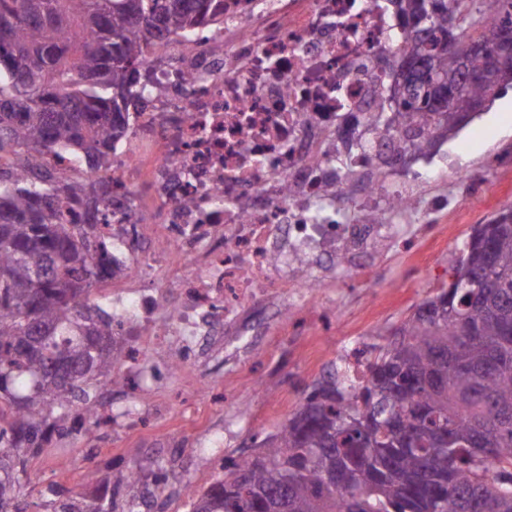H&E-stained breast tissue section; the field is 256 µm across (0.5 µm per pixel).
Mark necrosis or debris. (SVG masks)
Masks as SVG:
<instances>
[{"label":"necrosis or debris","mask_w":512,"mask_h":512,"mask_svg":"<svg viewBox=\"0 0 512 512\" xmlns=\"http://www.w3.org/2000/svg\"><path fill=\"white\" fill-rule=\"evenodd\" d=\"M400 35L383 0H225L214 38L151 57L150 100L131 135L152 155L120 142L106 167L75 173L111 178L132 271L152 262L143 230L162 231L189 300L180 335L222 325L226 297L246 301L279 276L315 291L320 269L356 261L388 233L341 223L336 195L391 152L347 156L343 144L365 136Z\"/></svg>","instance_id":"necrosis-or-debris-1"}]
</instances>
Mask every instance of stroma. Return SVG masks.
Returning <instances> with one entry per match:
<instances>
[{"mask_svg":"<svg viewBox=\"0 0 512 512\" xmlns=\"http://www.w3.org/2000/svg\"><path fill=\"white\" fill-rule=\"evenodd\" d=\"M512 90L426 157L406 154L380 179L411 196L393 214L395 237L370 252L354 274L326 275L323 288H268L224 316L222 335L192 347L174 335L169 310L180 289L162 276L140 290L165 311L148 325L150 349L123 365L122 380L96 390L108 424L83 439L54 433L22 477L27 512H54L60 499L89 494L115 477L117 512L149 500L151 512H188L192 497L223 473L230 456L250 454L292 414L314 381L345 351L399 327L436 288L473 227L512 203ZM465 179H457V172ZM448 206L427 215V204ZM134 472L131 484L119 477Z\"/></svg>","mask_w":512,"mask_h":512,"instance_id":"1","label":"stroma"}]
</instances>
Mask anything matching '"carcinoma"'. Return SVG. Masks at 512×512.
I'll use <instances>...</instances> for the list:
<instances>
[{
    "instance_id": "cac0c4a2",
    "label": "carcinoma",
    "mask_w": 512,
    "mask_h": 512,
    "mask_svg": "<svg viewBox=\"0 0 512 512\" xmlns=\"http://www.w3.org/2000/svg\"><path fill=\"white\" fill-rule=\"evenodd\" d=\"M399 57L431 61L368 113L396 155H426L512 85L455 82L458 48L512 29V0H387ZM224 22V0H0V512L15 504L29 457L74 416L97 423L101 379L123 349L92 287L124 271L112 254V182L57 179L54 155L105 166L147 85L137 73L161 41ZM92 224H72L65 207ZM438 289L363 375L339 356L258 451L232 459L189 512H512V204L474 227ZM59 512H112L78 495Z\"/></svg>"
}]
</instances>
